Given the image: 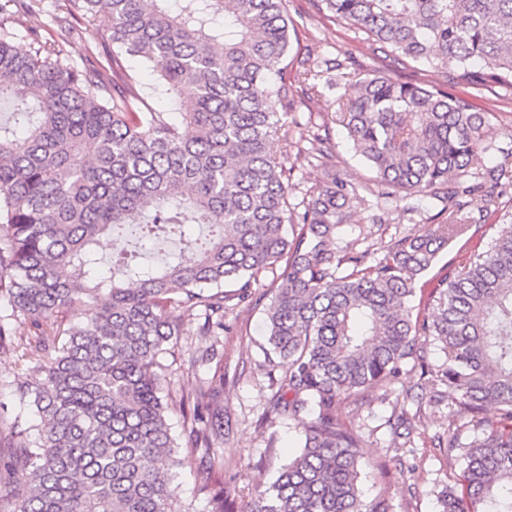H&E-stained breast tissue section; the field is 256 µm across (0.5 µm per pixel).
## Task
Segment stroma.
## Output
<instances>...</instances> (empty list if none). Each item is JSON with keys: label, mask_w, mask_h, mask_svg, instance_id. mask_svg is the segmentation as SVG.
Wrapping results in <instances>:
<instances>
[{"label": "stroma", "mask_w": 512, "mask_h": 512, "mask_svg": "<svg viewBox=\"0 0 512 512\" xmlns=\"http://www.w3.org/2000/svg\"><path fill=\"white\" fill-rule=\"evenodd\" d=\"M289 10L297 29L291 35L293 50L301 58L316 64L328 58L349 59V72L363 75L380 71L392 79L428 87L441 82L440 74L426 67H414L385 59L373 45L363 41L347 25L319 12L314 0H290ZM136 87L144 99V110L162 113L165 120L179 122L181 109L160 87L153 71L138 59L125 62ZM321 97L301 99L296 112L285 117L284 134L271 141L270 149L291 170L289 201L296 204L311 197L328 181L317 162L298 158V151H310L312 124L325 126L336 155L337 171L354 182L371 185L373 174L356 155L337 117V100L352 92L349 82L340 84L321 78ZM461 95L472 98L483 110L497 113L501 120L499 140L512 134V90L499 86L478 89L461 88ZM437 210L427 201L418 212L404 213L393 204H377L368 196L365 206L357 209L353 223L339 230L342 242L353 243L356 250L376 249L381 241L400 238L414 229L437 224ZM383 215L385 224L374 230V215ZM488 223L472 225L464 237L447 245L421 282L425 292L416 293L414 304L423 318H432L434 310L427 305L428 289L437 287L446 277L464 266L474 249L486 247L495 233L496 224L512 220V188L500 199L499 210L489 216ZM271 276H263L255 284L250 301L235 300L224 304V334L215 344L218 356L189 368V356L208 346V339L196 336L195 317L184 320L185 333L166 354L165 385L170 390L194 391L202 381L211 378L216 368L224 370V465L210 474L213 485L225 487L237 505L250 501L258 485L273 481L288 457L298 450L296 423L282 417L265 421L266 403L271 394V380L279 370L268 362L264 311L272 297ZM420 368L403 366L393 384L402 398L400 404L410 423L409 442L396 438L388 419L391 404L382 402L379 391H369L364 399H348L338 406L339 421L361 432L365 439L362 460V498L372 500L384 495L392 504V512H443L442 495L453 486L454 477L465 466L463 449L448 450V427L454 420V396L443 383L422 386ZM205 449H181V464L173 486L172 512H209L208 498L200 490V459Z\"/></svg>", "instance_id": "35a3bbf8"}]
</instances>
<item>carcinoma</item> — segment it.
<instances>
[{"mask_svg":"<svg viewBox=\"0 0 512 512\" xmlns=\"http://www.w3.org/2000/svg\"><path fill=\"white\" fill-rule=\"evenodd\" d=\"M315 5L385 57L445 79L425 88L368 74L340 104L379 196L408 213L429 198L447 214L383 246L370 265L368 252L336 242L363 201L359 186L334 175L297 213L290 172L269 150L298 94L317 93L288 75V0H0V105L11 112L0 124V350L40 374L10 384L36 419L0 420V512H171L177 449L223 437L224 374L176 398L163 394L160 359L185 315L202 319L197 335H224V284L244 302L259 274L279 266L266 330L281 375L265 416L296 421L300 451L246 512H392L383 497L361 499V435L336 407L390 389L403 364L420 360L421 332L447 354L421 376L447 383L458 413L482 431L464 443L448 428V451L467 449V464L443 494L444 512H512V224L446 280L432 322L412 305L440 250L478 223L464 197L479 192L497 208L512 185V147L497 144L494 113L448 91L512 88V0ZM46 8L59 38L31 29L30 50L17 53L19 14ZM80 19L107 31L112 48L89 51L79 67L62 40ZM126 56L185 107L180 124L141 109ZM491 152L502 161L466 181ZM311 157L332 165L329 137L314 136ZM136 222L143 251L159 232L182 237L205 224L208 233L189 262L124 255L97 275L99 237L121 238ZM100 294L109 296L101 307ZM15 321L29 335L17 336ZM210 505L236 512L222 489Z\"/></svg>","mask_w":512,"mask_h":512,"instance_id":"carcinoma-1","label":"carcinoma"}]
</instances>
